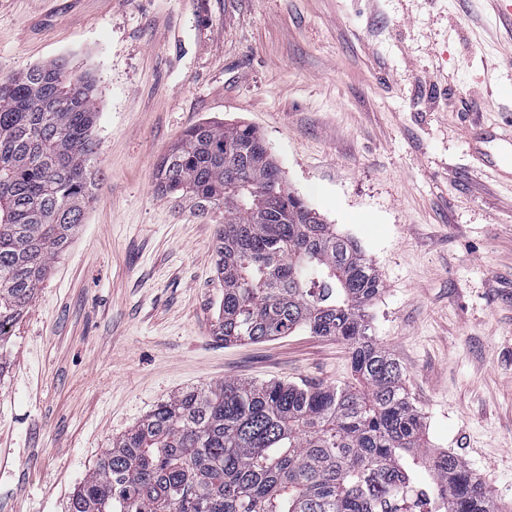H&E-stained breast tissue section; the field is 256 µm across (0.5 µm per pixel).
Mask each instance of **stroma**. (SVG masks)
<instances>
[{"instance_id":"1","label":"stroma","mask_w":512,"mask_h":512,"mask_svg":"<svg viewBox=\"0 0 512 512\" xmlns=\"http://www.w3.org/2000/svg\"><path fill=\"white\" fill-rule=\"evenodd\" d=\"M56 58L96 80L98 175L0 349V512H65L112 439L183 390L350 381L336 339L214 334L218 224L155 172L224 119L359 242L427 451L512 512V38L487 0H0V74Z\"/></svg>"}]
</instances>
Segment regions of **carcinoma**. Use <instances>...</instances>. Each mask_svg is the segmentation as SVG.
<instances>
[{
  "label": "carcinoma",
  "instance_id": "carcinoma-1",
  "mask_svg": "<svg viewBox=\"0 0 512 512\" xmlns=\"http://www.w3.org/2000/svg\"><path fill=\"white\" fill-rule=\"evenodd\" d=\"M95 79L63 59L0 76V347L69 247L95 185ZM249 123L187 130L159 162L160 196L220 214L214 334L297 331L349 349L342 386L230 379L158 404L103 450L67 512H385L425 474L426 512H497L450 452L424 450L399 361L370 334L382 292L358 242L285 188Z\"/></svg>",
  "mask_w": 512,
  "mask_h": 512
}]
</instances>
